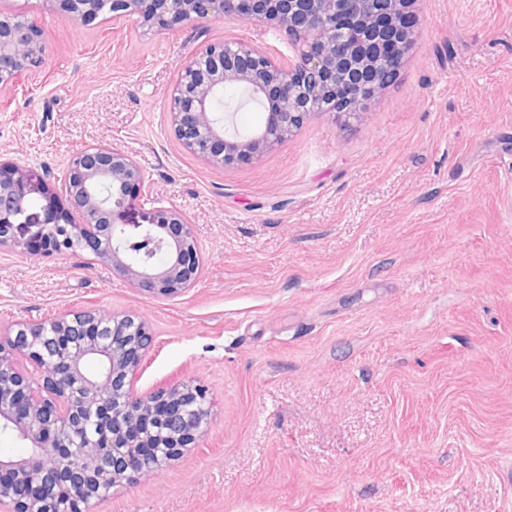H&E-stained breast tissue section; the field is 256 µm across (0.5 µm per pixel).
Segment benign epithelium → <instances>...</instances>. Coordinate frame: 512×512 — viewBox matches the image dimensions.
I'll list each match as a JSON object with an SVG mask.
<instances>
[{
    "label": "benign epithelium",
    "mask_w": 512,
    "mask_h": 512,
    "mask_svg": "<svg viewBox=\"0 0 512 512\" xmlns=\"http://www.w3.org/2000/svg\"><path fill=\"white\" fill-rule=\"evenodd\" d=\"M88 24L102 0H54ZM414 0H112L115 16L166 29L210 18L266 23L293 41L278 63L240 39L202 47L179 69L170 121L189 153L213 168L256 159L313 114L357 115L387 87L413 43ZM40 31L0 14V89L43 63ZM246 92L263 122L241 135L219 115L224 89ZM0 157V250L37 256L88 252L135 287L161 296L188 289L202 270L194 225L155 205L143 166L111 145L75 151L64 175ZM162 250L154 262L124 246L132 234ZM151 344L146 320L94 309L15 325L0 341V431L30 442L26 457L0 458V512H83L93 499L165 467L208 429L201 385L135 395V370ZM26 361L38 379L23 375Z\"/></svg>",
    "instance_id": "obj_1"
}]
</instances>
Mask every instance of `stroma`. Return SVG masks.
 <instances>
[{"label":"stroma","mask_w":512,"mask_h":512,"mask_svg":"<svg viewBox=\"0 0 512 512\" xmlns=\"http://www.w3.org/2000/svg\"><path fill=\"white\" fill-rule=\"evenodd\" d=\"M414 10L397 77L359 117L312 116L215 169L169 123L181 64L232 38L284 62V32L77 26L54 0H0L45 45L0 90V156L60 175L78 147H121L203 258L164 297L86 252H0V335L137 315L152 341L135 393L208 391V432L90 512H512V0Z\"/></svg>","instance_id":"1"}]
</instances>
